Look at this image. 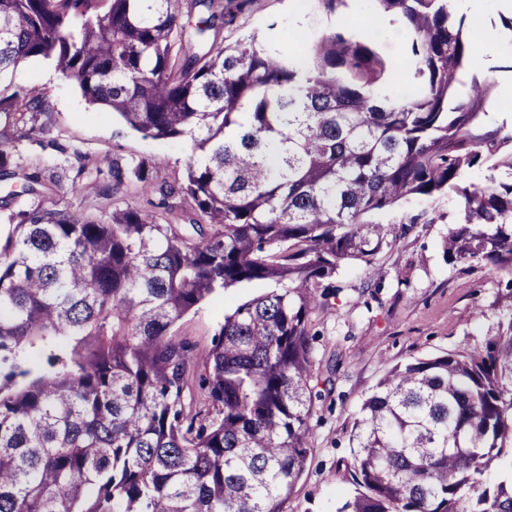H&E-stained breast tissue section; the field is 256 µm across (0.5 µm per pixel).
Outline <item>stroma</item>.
<instances>
[{"instance_id": "stroma-1", "label": "stroma", "mask_w": 512, "mask_h": 512, "mask_svg": "<svg viewBox=\"0 0 512 512\" xmlns=\"http://www.w3.org/2000/svg\"><path fill=\"white\" fill-rule=\"evenodd\" d=\"M304 13L306 36L328 30L330 21L359 19L376 31L378 48L389 59L400 57L403 35L382 20L370 0H349L335 15H326L314 0H253L222 36L231 43L250 33L274 38L295 29ZM494 97L488 103L491 126L512 123V41L488 58ZM5 86L33 87L47 100L50 112L45 133L33 135L26 123L11 130L24 164L32 169L61 165L77 170L71 153L79 148L92 157L119 164L146 160L156 165V184L181 182L189 148L185 142L157 140L127 130L111 113L89 105L75 80L62 77L53 65L29 59L9 74ZM458 217L447 198L412 201L375 215L379 224L406 227L396 243L377 254L374 269L344 266L336 288L322 309L311 316L317 332L316 371L327 381L311 419L312 437L305 471L283 505V512H336L350 487L347 466L352 460L348 437L351 419L387 370L412 359L463 351L485 343L506 310L505 288L492 269L448 265L441 242ZM263 282L216 293L197 313L179 321L174 331L203 363L212 340L235 305L268 291Z\"/></svg>"}]
</instances>
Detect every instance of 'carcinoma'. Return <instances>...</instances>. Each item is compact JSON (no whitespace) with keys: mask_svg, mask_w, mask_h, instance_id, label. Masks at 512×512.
<instances>
[{"mask_svg":"<svg viewBox=\"0 0 512 512\" xmlns=\"http://www.w3.org/2000/svg\"><path fill=\"white\" fill-rule=\"evenodd\" d=\"M104 2V9L97 4ZM406 29L405 66L346 23L290 53L219 39L234 0H0V80L49 61L130 130L185 140L187 208L98 215L45 206L8 130H44L36 89L0 93V512H282L305 470L315 391L310 316L344 266L397 241L364 217L446 196L450 265L512 289V129L485 125L472 22L455 0H373ZM402 71L415 90L389 92ZM112 168L148 191L156 165ZM472 173L483 178L474 181ZM266 293L224 315L191 414L192 354L174 325L220 290ZM336 512H512V315L482 346L389 369L353 418Z\"/></svg>","mask_w":512,"mask_h":512,"instance_id":"carcinoma-1","label":"carcinoma"}]
</instances>
